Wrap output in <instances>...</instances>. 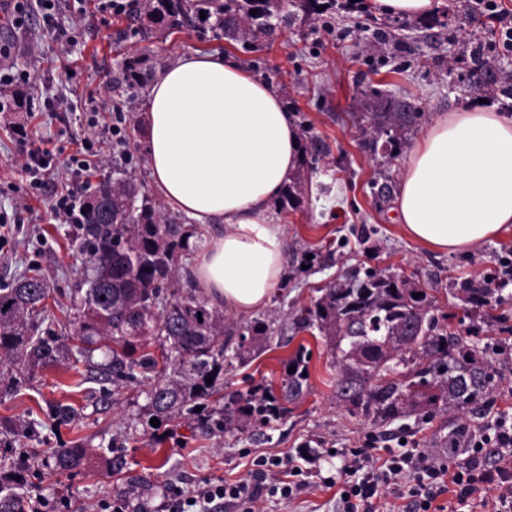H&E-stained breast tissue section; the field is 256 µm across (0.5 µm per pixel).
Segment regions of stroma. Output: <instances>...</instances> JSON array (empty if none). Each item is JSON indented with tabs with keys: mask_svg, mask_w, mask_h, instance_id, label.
Returning <instances> with one entry per match:
<instances>
[{
	"mask_svg": "<svg viewBox=\"0 0 512 512\" xmlns=\"http://www.w3.org/2000/svg\"><path fill=\"white\" fill-rule=\"evenodd\" d=\"M100 0H59L50 25L39 21L33 0H23V23L5 39L14 44L11 63L19 81L17 111L0 114V213L12 214L21 201L33 207L31 222L15 225L0 247V283L29 266L44 274L51 296L54 329L73 336L68 311L83 282V265L73 240L78 228L63 224L46 196H33L21 156L29 139L51 138L68 146L90 139L98 173L73 180L65 156L55 161L57 183H74L77 195L93 190L100 175L123 168L149 184L145 135L134 125L148 103V84L128 89L120 83L126 61L155 73L168 60L200 49L238 57L282 94L297 125L307 126L301 141L305 161L296 173L307 190L296 208L283 212L288 263L283 285L262 316L286 312L282 333L247 366L227 373L225 392L279 391L286 367L299 347L311 358L303 396L286 403L284 416L262 429L206 433L196 422L170 419L148 423L147 388L98 380L86 364L65 360L23 379L17 392L0 397V421L23 420L6 455L24 467L26 490L56 504L55 512H99L103 502L135 489L152 504L162 503L176 486L190 490L201 482L249 478L260 455L295 458L306 447L320 457L322 476L337 477L350 449L373 435L380 446L424 452L441 464L449 433L480 430L496 412L512 409V275L502 260L512 257V227L466 253L434 254L405 237L392 208L398 178L412 145L426 124L444 112L485 104L507 111L503 97L490 92L491 77L512 74V53L498 55L492 68L475 66L474 44L493 45L492 25L478 22L471 0H443L426 18L338 13L331 17L297 13L273 37L250 44L213 39L211 32L185 29L159 39L142 31L132 13L101 11ZM74 66L72 77L63 74ZM125 108L126 147H116L104 128L111 121L101 104ZM418 118L392 153L372 144L369 112H391L397 105ZM315 253L306 262V253ZM402 273L433 289L439 314L452 330L477 345L493 341L487 359L495 387L478 413L419 408L383 420L345 401L336 388V359L317 329L298 324L319 288L354 271ZM464 279L490 283L496 302L491 324L465 319L467 304L455 285ZM81 408L72 421L58 423L56 404ZM81 446L110 453L111 464L94 462L77 474L55 471L54 448ZM255 512H337L336 491L316 483L287 501L267 497Z\"/></svg>",
	"mask_w": 512,
	"mask_h": 512,
	"instance_id": "1",
	"label": "stroma"
}]
</instances>
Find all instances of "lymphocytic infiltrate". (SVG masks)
<instances>
[{
    "instance_id": "lymphocytic-infiltrate-1",
    "label": "lymphocytic infiltrate",
    "mask_w": 512,
    "mask_h": 512,
    "mask_svg": "<svg viewBox=\"0 0 512 512\" xmlns=\"http://www.w3.org/2000/svg\"><path fill=\"white\" fill-rule=\"evenodd\" d=\"M470 449L465 463H429L423 452L412 449L398 454L377 456L374 441L352 450L341 469L340 512H375L372 500L380 487L394 485L402 490L404 512H433L436 499L454 492L458 503L473 501L483 485L497 483L512 486V424L497 418L489 431L464 432ZM315 455H307L303 464L282 469L280 461L259 457L250 480L233 483H206L192 491L172 489L167 512H253L260 499L277 495L287 499L302 490L313 474Z\"/></svg>"
}]
</instances>
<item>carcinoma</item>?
Segmentation results:
<instances>
[{"mask_svg": "<svg viewBox=\"0 0 512 512\" xmlns=\"http://www.w3.org/2000/svg\"><path fill=\"white\" fill-rule=\"evenodd\" d=\"M290 4L295 0H137L136 8L143 27L159 37L206 25L217 39L245 44L287 25ZM370 116L374 140L383 137L384 144L395 146L418 113ZM303 194L302 183L287 186L279 210L296 206ZM79 210L77 250L88 270L86 289L75 304V354L116 380L137 383L153 373L147 409L160 422L186 413L206 431L226 433L280 419L285 407L271 391L224 395V372L246 362L256 342L273 339L277 316L241 323L183 292L179 262L196 250L195 231L163 211L127 171L103 176ZM457 292L475 307L491 305L493 291L483 283L461 282ZM48 293L37 275L24 274L0 287V396L13 393L19 377L55 365L63 353L47 315ZM303 323L317 328L341 354L336 380L341 396L385 419L406 405L468 408L493 387V369L481 359L490 346L480 349L449 333L434 313L431 295L410 278L356 272L322 289L305 309ZM152 342L160 354L148 351ZM97 352L100 362L94 361ZM288 365L296 369L285 374L282 391L297 397L308 381L307 353L299 350ZM88 460V449L79 446L53 452L60 473L78 472ZM23 482V477L18 484L0 482V512H26Z\"/></svg>", "mask_w": 512, "mask_h": 512, "instance_id": "obj_1", "label": "carcinoma"}]
</instances>
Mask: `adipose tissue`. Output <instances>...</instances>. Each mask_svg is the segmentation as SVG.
<instances>
[{"label": "adipose tissue", "instance_id": "adipose-tissue-1", "mask_svg": "<svg viewBox=\"0 0 512 512\" xmlns=\"http://www.w3.org/2000/svg\"><path fill=\"white\" fill-rule=\"evenodd\" d=\"M145 132L154 190L204 234L196 286L237 316L266 308L286 264L272 204L303 162L277 88L232 56H180L152 79ZM393 213L410 239L436 252L496 238L512 224V118L480 107L435 117L408 155ZM216 224L223 233H212Z\"/></svg>", "mask_w": 512, "mask_h": 512}]
</instances>
